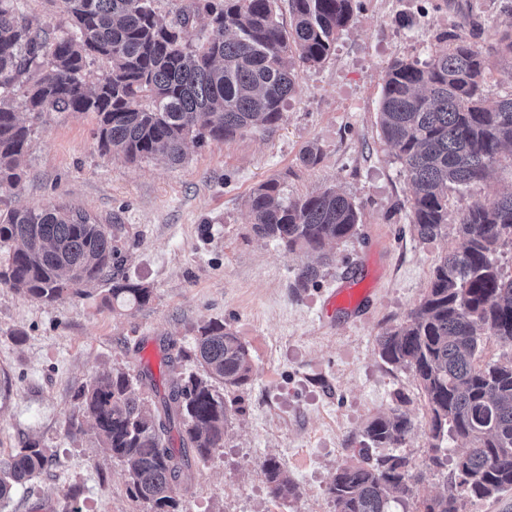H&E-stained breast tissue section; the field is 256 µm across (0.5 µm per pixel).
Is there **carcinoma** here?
<instances>
[{
    "label": "carcinoma",
    "instance_id": "obj_1",
    "mask_svg": "<svg viewBox=\"0 0 512 512\" xmlns=\"http://www.w3.org/2000/svg\"><path fill=\"white\" fill-rule=\"evenodd\" d=\"M17 2L0 0V203L23 176L31 129L21 112H90L103 154L178 163L190 140L224 141L278 124L300 68L327 59L355 5L288 0L286 28L278 0H204L209 30L189 42L184 30L193 16L166 23L152 0H60L66 25L52 36ZM442 39L447 51L387 68L379 103L381 131L411 186V224L423 240L448 229V188L484 180L512 150V94H484L487 59L512 55V29L488 44L449 32ZM96 63L104 70L91 82ZM247 206L255 234L290 253L322 256L352 237L359 222L356 205L331 188L288 202L270 180L250 193ZM454 229L455 245L440 256L420 303L375 338L384 363L413 373L426 408L420 425L437 441L433 449L440 451L445 435L467 444L456 481L422 502V512H464L471 500L512 489V357L479 362L490 338L512 346V277L498 263L512 247V193L473 203ZM115 231L73 204L7 206L0 210V248H7L0 281L53 302L69 289L111 280L124 262ZM150 296L127 281L112 285V299L130 305ZM171 349L169 368L193 356L203 375L170 380L157 402L138 396L120 371L94 376L77 393L148 512H171L184 470L224 446L229 409L211 381L238 389L251 380L249 348L220 321L199 330L193 351ZM174 428L186 439L179 448L169 442ZM415 428L393 410L369 421L364 436L376 448L397 447ZM53 460L52 450L35 442L0 460V502ZM262 470L273 497L296 495L277 458H265ZM417 482L408 458L373 461L360 451L336 468L328 494L336 512H392L391 503L415 498Z\"/></svg>",
    "mask_w": 512,
    "mask_h": 512
}]
</instances>
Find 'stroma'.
Returning <instances> with one entry per match:
<instances>
[{"mask_svg":"<svg viewBox=\"0 0 512 512\" xmlns=\"http://www.w3.org/2000/svg\"><path fill=\"white\" fill-rule=\"evenodd\" d=\"M511 22L512 0H356L327 60L301 71L277 126L188 144L178 164L102 154L91 113L27 116L34 134L9 205L69 201L118 224L119 276L151 298L134 307L113 302L111 282L102 281L48 304L0 283V459L31 442L58 455L0 512H146L77 392L101 373L138 377L145 343L187 349L214 320L247 344L253 374L224 391V445L184 472L176 512H334L328 487L338 465L363 448L367 423L394 409L416 422L424 415L412 373L385 364L375 338L418 304L452 243L411 229L410 186L379 124L385 70L446 50L441 33L483 43ZM310 148L317 158L307 162ZM272 179L288 201L344 190L359 209L355 236L321 258L255 235L246 200ZM510 192L512 167L504 164L449 191L448 219ZM306 265L319 276L303 286ZM353 284L367 293L363 306L328 310L332 294ZM432 445L417 429L397 450L417 466L418 500L446 491L452 459L465 448L446 441L450 461L437 467ZM269 456L296 496L269 494Z\"/></svg>","mask_w":512,"mask_h":512,"instance_id":"1","label":"stroma"}]
</instances>
